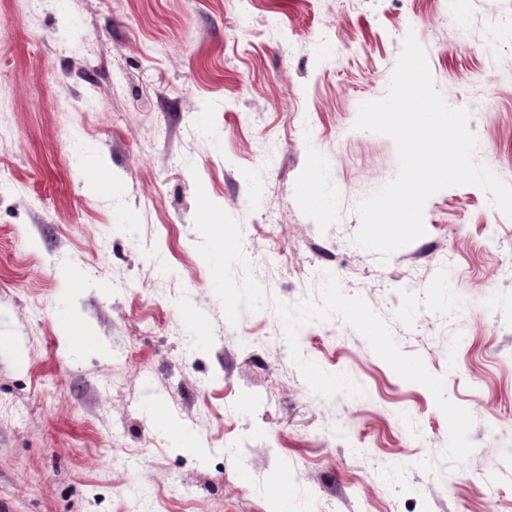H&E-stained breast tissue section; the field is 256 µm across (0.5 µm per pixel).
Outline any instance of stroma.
<instances>
[{
  "label": "stroma",
  "mask_w": 512,
  "mask_h": 512,
  "mask_svg": "<svg viewBox=\"0 0 512 512\" xmlns=\"http://www.w3.org/2000/svg\"><path fill=\"white\" fill-rule=\"evenodd\" d=\"M410 31L512 185V0H0V512H512V218L353 242Z\"/></svg>",
  "instance_id": "1"
}]
</instances>
